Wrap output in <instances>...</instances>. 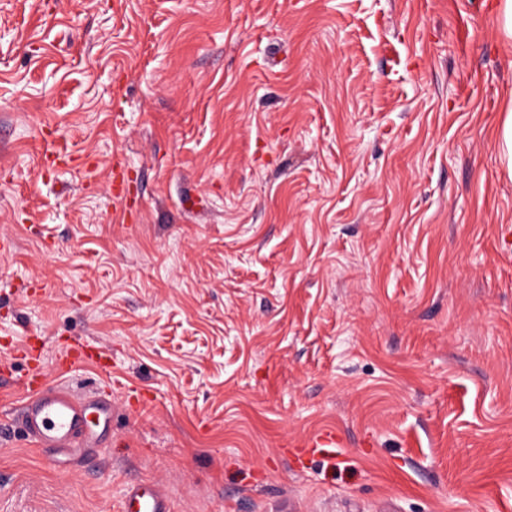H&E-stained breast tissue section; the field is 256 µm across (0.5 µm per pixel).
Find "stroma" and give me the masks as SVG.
<instances>
[{"label":"stroma","instance_id":"obj_1","mask_svg":"<svg viewBox=\"0 0 512 512\" xmlns=\"http://www.w3.org/2000/svg\"><path fill=\"white\" fill-rule=\"evenodd\" d=\"M493 2L0 0V512H512ZM34 369L105 451L25 438ZM123 512H170L169 500L158 485L131 484L126 492Z\"/></svg>","mask_w":512,"mask_h":512}]
</instances>
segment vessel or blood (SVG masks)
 <instances>
[{"mask_svg":"<svg viewBox=\"0 0 512 512\" xmlns=\"http://www.w3.org/2000/svg\"><path fill=\"white\" fill-rule=\"evenodd\" d=\"M22 387L26 396L17 409L19 426L31 442L56 449L59 456L91 447L110 422L112 408L97 391L45 388L34 374ZM123 512H170L169 500L160 486L134 483L127 489Z\"/></svg>","mask_w":512,"mask_h":512,"instance_id":"obj_1","label":"vessel or blood"}]
</instances>
